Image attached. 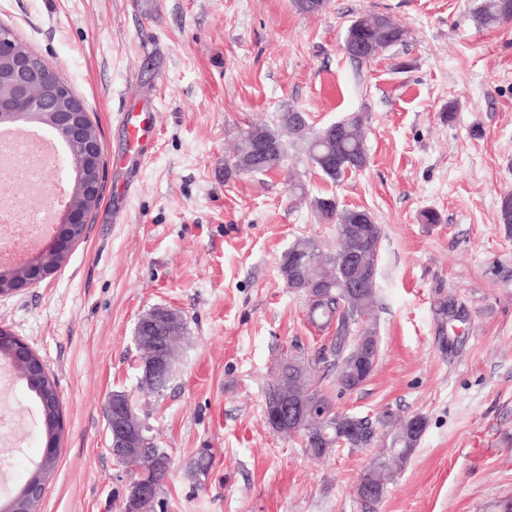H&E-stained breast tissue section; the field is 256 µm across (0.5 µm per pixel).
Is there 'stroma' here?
Segmentation results:
<instances>
[{
	"label": "stroma",
	"mask_w": 512,
	"mask_h": 512,
	"mask_svg": "<svg viewBox=\"0 0 512 512\" xmlns=\"http://www.w3.org/2000/svg\"><path fill=\"white\" fill-rule=\"evenodd\" d=\"M479 0H0V22L52 63L98 121L102 200L62 267L0 297V327L57 383L65 434L39 512H126L134 477L112 455L107 402L126 392L171 463L154 512H361L354 487L374 454L306 455L264 409L283 357L301 358L336 409L422 414L426 430L377 512H503L512 502V24L484 27ZM403 26L402 44L358 63L351 20ZM156 113L147 158L125 154L123 112ZM313 129L360 113L370 163L333 182L304 142L271 173L231 163L253 124L282 130L288 110ZM137 181L124 192L128 171ZM368 210L380 243L370 378L341 390L329 333L279 272L296 242L336 252L314 198ZM436 212L439 223L422 220ZM467 312L439 334L434 305ZM156 306L177 310V371L162 393L141 382L134 332ZM0 498L42 452L25 382H0ZM208 454L205 473L193 471Z\"/></svg>",
	"instance_id": "1"
}]
</instances>
